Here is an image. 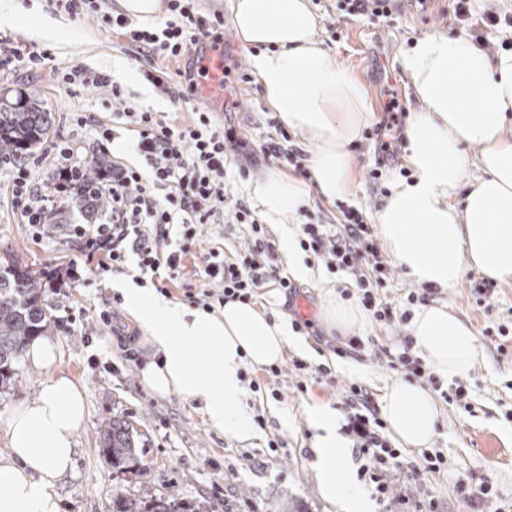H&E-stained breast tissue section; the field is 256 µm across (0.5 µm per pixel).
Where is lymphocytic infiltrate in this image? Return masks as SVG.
<instances>
[{
	"instance_id": "obj_1",
	"label": "lymphocytic infiltrate",
	"mask_w": 512,
	"mask_h": 512,
	"mask_svg": "<svg viewBox=\"0 0 512 512\" xmlns=\"http://www.w3.org/2000/svg\"><path fill=\"white\" fill-rule=\"evenodd\" d=\"M197 0H164L163 22L147 25L125 12H104V28L112 30L138 48L147 67L143 77L156 87L163 80L156 75V58L183 62L182 85L170 91L175 103H188L207 78L204 52L223 51V16L208 19L200 15ZM62 83L79 88L101 89L112 100V121L103 123L97 113L82 112L78 125L91 128L99 140L116 138L115 125H122L137 138L144 167H132L113 159L111 173L96 184L97 196L109 203L103 221L87 224L50 223V208H69V194L78 186L83 171L75 161L69 142L55 143L53 153L55 181L45 193L32 182V169L20 165L12 169L14 206L33 240L60 239L76 244L86 263L97 275L122 270L129 257H136L137 267L159 293H167L173 283H180L190 303L212 312L223 308L226 300L247 302L268 283H275L294 305L299 288L288 277L279 275L272 264L275 245L260 220L243 200L234 198L226 187L227 169L234 154L244 147L235 128L219 122L210 108H192L188 120L170 118L162 112L143 111L128 106L121 86L110 76L75 64L59 71ZM339 224L307 222L302 225L299 242L312 251L333 273L348 274L355 295L376 322L405 327L411 317L410 305H426L436 288L422 286L409 290L407 309L397 310L386 299L393 267L383 257L373 238V228L366 214L354 208L343 212ZM212 224H237L246 230V241L233 254H225L219 244H212L203 255V265L196 275H186L185 260L203 239ZM411 337H404L399 348L387 355L389 369L401 373L409 382L421 381L450 404L470 409L464 386L443 388L439 379L413 356ZM346 407L343 432L351 436L363 462L361 474L369 481L379 499L392 493L395 475H406L419 482L427 473L439 472L448 460L441 453L422 452L416 465H409L401 450L392 446L385 435L386 423L373 397L357 383L343 389Z\"/></svg>"
}]
</instances>
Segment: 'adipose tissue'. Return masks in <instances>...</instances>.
<instances>
[{"label": "adipose tissue", "mask_w": 512, "mask_h": 512, "mask_svg": "<svg viewBox=\"0 0 512 512\" xmlns=\"http://www.w3.org/2000/svg\"><path fill=\"white\" fill-rule=\"evenodd\" d=\"M0 23L35 38L61 41V22L40 14L0 10ZM231 23L263 97L279 121L301 134L313 182L271 173L249 186L260 213L275 224L291 276L306 270L296 254L300 209L311 195L344 198L354 173L350 148L375 120L369 95L315 36L319 25L309 0H232ZM402 68L419 102L407 119L409 176L390 172L388 194L373 221L391 261L417 285L443 291L466 270L496 282L512 281V49L489 56L463 33L418 37ZM478 147L477 156L467 147ZM463 205H456V198ZM123 305L152 354L140 373L155 394L201 402L206 424L246 443L255 437L242 402L240 372L279 362L289 343L287 325L252 302L226 301L215 313L191 312L148 288H125ZM326 329L339 333L365 322L340 294L327 292ZM412 351L441 380L467 376L484 360L468 323L443 304L420 307L408 326ZM31 365L48 370L39 397L22 405L8 425V453L0 456V512H59L54 488L73 466L87 404L82 388L52 374L57 346L31 342ZM382 416L404 448L428 447L441 420L432 391L394 381L384 392ZM315 431L316 479L322 494L339 498L343 512H369L349 479L348 441L335 409L307 411Z\"/></svg>", "instance_id": "obj_1"}]
</instances>
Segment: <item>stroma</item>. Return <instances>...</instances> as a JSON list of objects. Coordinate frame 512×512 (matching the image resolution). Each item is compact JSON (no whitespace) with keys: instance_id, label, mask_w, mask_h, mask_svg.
<instances>
[{"instance_id":"obj_1","label":"stroma","mask_w":512,"mask_h":512,"mask_svg":"<svg viewBox=\"0 0 512 512\" xmlns=\"http://www.w3.org/2000/svg\"><path fill=\"white\" fill-rule=\"evenodd\" d=\"M336 4L337 0H315L313 8L321 21L316 35L364 85L377 111L386 101L384 91L388 88L398 94L406 109L416 107V97L401 66L416 38L431 31L476 36L479 30L473 18L485 6L484 0H474L473 17L463 22L454 14L455 0H429L423 10L402 6L388 22L343 16ZM56 18L67 27V43L34 41L20 28L0 25V37L34 44L50 55L45 68L36 74L12 67L0 69V89L44 94L54 111V140L71 141L81 160L96 153L92 132L77 126L75 115L99 111L97 91L71 94L54 75L55 69L74 63L111 76L125 70V77L118 78L130 105L155 112L173 111L169 97L159 88L149 87L142 77L139 53L124 38L103 29L92 16L74 19L60 12ZM224 64L231 70L228 81L202 85L194 103L227 110L228 121L249 148L259 149L276 130L267 123L271 112L257 80L245 83L239 79L240 70L250 66L249 52L229 23L224 26ZM351 156L355 182L350 195L338 202L311 196L308 211L315 221L338 224L344 207L354 206L370 215L381 205L379 186L370 183L365 174L378 159L374 138H362L352 147ZM9 178V173L0 172V254L10 253L41 273L66 268L77 254L76 245L57 239L32 240L19 222ZM304 261L313 275L300 282L296 308L313 322L300 333L311 350L302 354L288 349L281 365L287 368L299 357L313 366L327 364L336 382L330 386L312 383L306 393L299 394L293 375L287 374L279 384L282 400L262 391L247 392L246 404L265 419L264 428L249 443L211 430L200 404L175 395L159 396L141 386L139 372L149 350L136 337L137 326L128 314L120 316L121 329L92 328L96 309L115 301L111 286L114 273L105 274L100 289L79 282L64 288L46 285L45 304L54 320L49 337L58 345L55 371L82 386L88 407L85 426L77 438L74 467L56 487L60 512H115L119 501L141 498L147 491L158 499L173 496L190 505L204 503L213 508L221 502L224 512H339L318 492L313 432L306 412L325 403L341 408L342 388L351 382L366 388L373 397H381L396 379L395 372L386 366L384 352L396 349L400 338L392 328L371 320L359 334L371 340L372 353L361 359L333 360L331 352L321 349L318 341L324 333L317 321L318 312L325 291H343L351 279L329 273L313 254H305ZM434 301L449 305L475 334L501 324L512 327V283L498 285L496 296L486 307L476 305L466 279L452 291L438 293ZM130 350L138 353V360H127ZM483 350V363L462 379L471 397L470 410L447 403L441 406L442 418L432 446L447 455L448 468L423 479L439 512H466L454 491V483L461 476L476 483L491 480L499 493L498 505H512V356L499 355L488 342ZM45 378L44 370L24 359L13 385L0 387L1 455L7 452L11 415L38 397ZM113 417L135 422L142 433L139 471L112 469L98 449V427ZM273 439L280 441V448H269Z\"/></svg>"}]
</instances>
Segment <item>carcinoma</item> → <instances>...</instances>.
Masks as SVG:
<instances>
[{"label":"carcinoma","instance_id":"cac0c4a2","mask_svg":"<svg viewBox=\"0 0 512 512\" xmlns=\"http://www.w3.org/2000/svg\"><path fill=\"white\" fill-rule=\"evenodd\" d=\"M54 130V113L42 95L0 93V162L25 161ZM52 329L45 312L42 274L10 254L0 256V387L14 381L26 346ZM140 433L127 419L112 418L98 431L99 451L120 472L140 469ZM153 496L118 503L117 512H173Z\"/></svg>","mask_w":512,"mask_h":512}]
</instances>
